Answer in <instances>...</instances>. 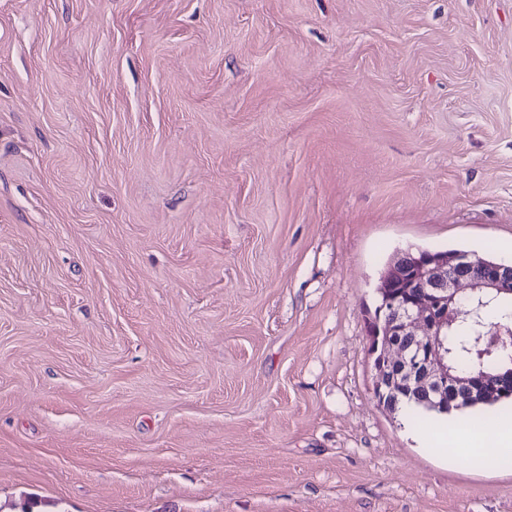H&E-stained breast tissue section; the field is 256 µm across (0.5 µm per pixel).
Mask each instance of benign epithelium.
Segmentation results:
<instances>
[{
  "label": "benign epithelium",
  "mask_w": 512,
  "mask_h": 512,
  "mask_svg": "<svg viewBox=\"0 0 512 512\" xmlns=\"http://www.w3.org/2000/svg\"><path fill=\"white\" fill-rule=\"evenodd\" d=\"M464 287L472 293L512 294V265L430 251L404 252L389 265L380 285L378 316L368 329L373 348L380 349L374 364L376 398L395 386L414 388L437 402L458 400L476 387L492 396L503 388L502 374L457 375L448 367L444 336L471 315L460 304ZM478 326V335L491 339L480 355L512 345L504 340L512 335L511 327L495 322Z\"/></svg>",
  "instance_id": "1"
}]
</instances>
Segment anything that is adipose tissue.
<instances>
[{
    "label": "adipose tissue",
    "mask_w": 512,
    "mask_h": 512,
    "mask_svg": "<svg viewBox=\"0 0 512 512\" xmlns=\"http://www.w3.org/2000/svg\"><path fill=\"white\" fill-rule=\"evenodd\" d=\"M431 443L457 449L468 465L488 471L512 468V419L471 421L451 413L432 418Z\"/></svg>",
    "instance_id": "adipose-tissue-1"
}]
</instances>
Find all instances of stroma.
I'll return each mask as SVG.
<instances>
[{
    "label": "stroma",
    "mask_w": 512,
    "mask_h": 512,
    "mask_svg": "<svg viewBox=\"0 0 512 512\" xmlns=\"http://www.w3.org/2000/svg\"><path fill=\"white\" fill-rule=\"evenodd\" d=\"M414 248L512 264V0H0V512H512L374 397Z\"/></svg>",
    "instance_id": "35a3bbf8"
}]
</instances>
